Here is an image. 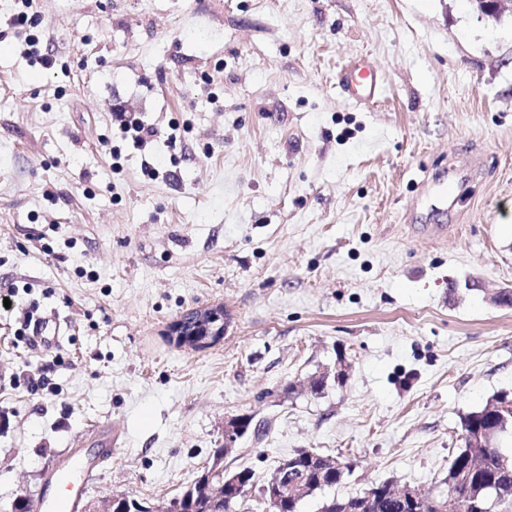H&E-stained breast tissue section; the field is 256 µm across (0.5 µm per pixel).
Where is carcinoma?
<instances>
[{
  "mask_svg": "<svg viewBox=\"0 0 512 512\" xmlns=\"http://www.w3.org/2000/svg\"><path fill=\"white\" fill-rule=\"evenodd\" d=\"M512 401V394L501 392L489 400L483 407L468 413L462 421V428L472 435L467 446L461 447L449 460L448 476L443 481L444 491L437 495H428L427 501L419 506H411L388 492L389 484L372 486L368 492L376 495L379 512H444L448 496L458 494L465 497L478 496L482 500L480 512H494L497 507L503 512L512 509V454L508 465H503L501 456L505 455L494 445L498 435L507 428H512V415L502 418L499 405ZM293 473L302 477L313 494L324 488H331L345 476L343 471H325L320 461L297 452ZM224 502L212 503L203 497L185 507L187 512H232V505ZM360 508L359 497L336 496L328 499L321 512H357Z\"/></svg>",
  "mask_w": 512,
  "mask_h": 512,
  "instance_id": "obj_1",
  "label": "carcinoma"
}]
</instances>
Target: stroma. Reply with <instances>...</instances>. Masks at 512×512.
I'll return each instance as SVG.
<instances>
[{"label": "stroma", "mask_w": 512, "mask_h": 512, "mask_svg": "<svg viewBox=\"0 0 512 512\" xmlns=\"http://www.w3.org/2000/svg\"><path fill=\"white\" fill-rule=\"evenodd\" d=\"M18 7L0 0V512H31L72 450L93 457L98 422L114 451L83 512L177 496L235 416L250 427L224 470L254 475L235 512H266L301 449L350 471L300 512L383 482L440 490L462 418L512 392V306L493 301L512 291V13L33 0L44 69ZM360 56L383 92L357 105L339 78ZM116 100L159 132L117 160ZM447 170L464 192L442 219L428 185ZM216 306L223 338L178 345L175 320ZM28 313L59 317L54 351L21 335ZM30 1L31 0H21L22 8L21 10L12 18L11 24L15 28L19 29L20 31L16 32L17 37H21L26 34L24 37V42L28 46V48L25 50V54L29 55L30 59L33 63H38L45 68H50L53 65V60L48 57L45 54H41L40 49L38 48L39 40L38 38L33 34H27V26H33L32 17L29 18L27 9L30 8Z\"/></svg>", "instance_id": "35a3bbf8"}]
</instances>
